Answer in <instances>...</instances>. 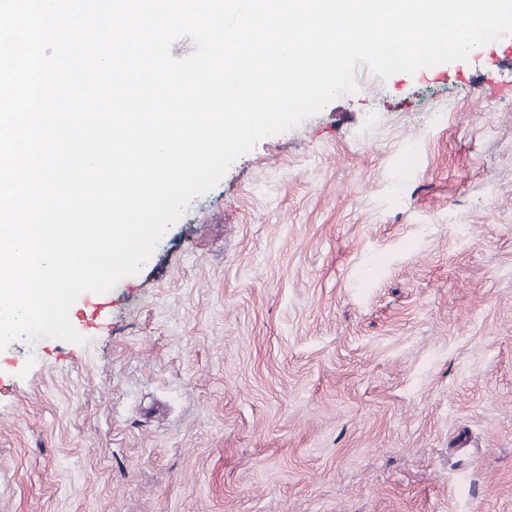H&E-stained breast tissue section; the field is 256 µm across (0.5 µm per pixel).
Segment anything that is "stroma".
Instances as JSON below:
<instances>
[{"instance_id": "1", "label": "stroma", "mask_w": 512, "mask_h": 512, "mask_svg": "<svg viewBox=\"0 0 512 512\" xmlns=\"http://www.w3.org/2000/svg\"><path fill=\"white\" fill-rule=\"evenodd\" d=\"M356 83L0 350V512H512V60Z\"/></svg>"}]
</instances>
